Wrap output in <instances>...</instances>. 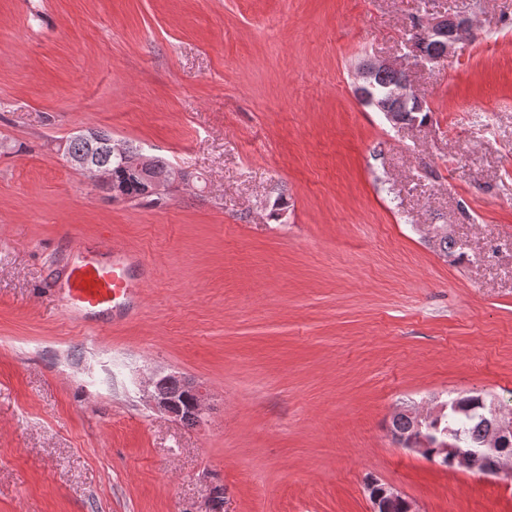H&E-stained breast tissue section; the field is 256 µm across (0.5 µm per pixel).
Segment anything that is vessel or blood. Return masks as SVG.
<instances>
[{
    "label": "vessel or blood",
    "mask_w": 512,
    "mask_h": 512,
    "mask_svg": "<svg viewBox=\"0 0 512 512\" xmlns=\"http://www.w3.org/2000/svg\"><path fill=\"white\" fill-rule=\"evenodd\" d=\"M140 254L130 253L111 264L97 261L73 267L68 273L69 311L94 315L129 301L136 288L129 278L131 266L143 265Z\"/></svg>",
    "instance_id": "obj_1"
}]
</instances>
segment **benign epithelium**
Here are the masks:
<instances>
[{
	"label": "benign epithelium",
	"mask_w": 512,
	"mask_h": 512,
	"mask_svg": "<svg viewBox=\"0 0 512 512\" xmlns=\"http://www.w3.org/2000/svg\"><path fill=\"white\" fill-rule=\"evenodd\" d=\"M426 39L434 41L439 48L436 60L440 61L454 52L462 35L470 30L472 23L465 17L437 16L421 22ZM112 153L127 159L136 169H144L145 157L134 154L121 141L112 142ZM148 399L152 408L176 419L194 417L201 421L208 409L209 394L201 384H185L174 374L154 375L145 381ZM484 417L489 432L479 448H461L459 442H447L442 453L448 456L451 468L473 472L480 456L495 458L497 463L482 470L487 476H498L507 471L506 463L512 460V417L501 414L495 403L484 405Z\"/></svg>",
	"instance_id": "obj_1"
}]
</instances>
